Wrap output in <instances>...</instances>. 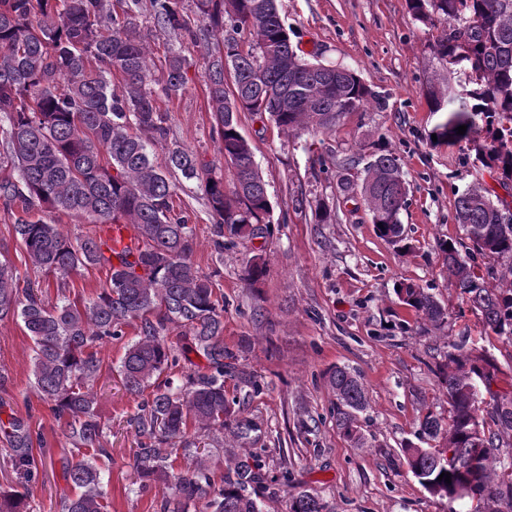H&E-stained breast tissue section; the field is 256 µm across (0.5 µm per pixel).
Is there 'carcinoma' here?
I'll list each match as a JSON object with an SVG mask.
<instances>
[{
    "label": "carcinoma",
    "mask_w": 512,
    "mask_h": 512,
    "mask_svg": "<svg viewBox=\"0 0 512 512\" xmlns=\"http://www.w3.org/2000/svg\"><path fill=\"white\" fill-rule=\"evenodd\" d=\"M412 18L425 25L445 21L430 45L433 59L452 67L466 42V61L476 82L465 97L452 80L431 84L425 93L431 112L444 116L434 128L437 140H467L475 160L512 182V0H407ZM465 4L468 29L456 27L459 4ZM138 0L118 13L112 0H0V121L7 122L0 170V202L18 206L23 216L14 231L32 264L59 279L57 300L49 302L42 287L0 265V319H21L34 344L33 388L52 404L63 422L61 433L82 458L67 468L78 493L64 501L63 512H107L100 488L99 455L104 427L95 412L92 383L101 370L97 343L124 335L132 324L131 342L120 365L124 388L140 394L150 381L179 363V354L164 340L167 325L178 323L193 337L208 371L184 375L182 384L156 387L134 418L144 438L134 454L140 483L162 481L176 498L167 512H186L185 505L209 496L213 512H264L263 501L247 489L265 483L260 465L238 460L216 485L204 460L192 469L174 471L171 458L193 444L189 422L207 433L227 432L250 439L251 421L234 415L224 391V377L234 376L236 355L224 348V305L209 276L196 267L193 229L174 214L175 187L153 159L150 144L167 141V113L156 103L155 71L148 62L147 37L135 22ZM199 25L193 26L182 0H149L154 27L195 43L211 30L222 36L206 57L208 108L221 137L224 175L201 165L180 147L168 152L167 167L194 179L206 197L214 221L215 248L224 238L254 239L271 235L272 204L249 142L239 131L238 115H266L291 135L331 130L341 118L371 105L386 108L385 98L346 66L310 61L293 47L276 0H196ZM233 73L226 87L224 65ZM190 62L171 51L161 64L162 95L170 99L185 90ZM121 90H112V77ZM465 125L463 135L456 128ZM135 126L150 134L144 140L129 132ZM340 194H359L373 224L387 242L404 241L400 213L407 202V182L399 158L385 145L365 156L362 169L349 165L337 182ZM46 207L52 212L82 215L94 224L123 222L138 238L136 252L112 250L96 231L75 239L57 225L28 214ZM472 250L439 243L448 284L460 291L484 325L512 342V204L493 200L475 183L455 201ZM491 258L484 266L475 255ZM108 269V285L85 306L67 296L68 279L90 267ZM266 263L253 256L242 270L253 285L266 275ZM395 294L428 325L448 323V309L428 288L401 282ZM448 396V415L431 411L420 421L426 448H405L410 473L431 495L457 500L463 512H512V391L487 392L476 398L475 383L501 380L498 358L461 335L448 343L439 365ZM336 391L338 426L354 443L363 444L358 414L367 406L362 384L348 368L329 372ZM481 420V432L473 420ZM0 438L9 449L7 463L31 477L48 464L34 456L41 442L29 423L0 419ZM443 472L451 483L438 480ZM288 512H329L328 505L307 490L287 492ZM0 512H33L29 493L0 497Z\"/></svg>",
    "instance_id": "carcinoma-1"
}]
</instances>
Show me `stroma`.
Returning <instances> with one entry per match:
<instances>
[{"instance_id": "obj_1", "label": "stroma", "mask_w": 512, "mask_h": 512, "mask_svg": "<svg viewBox=\"0 0 512 512\" xmlns=\"http://www.w3.org/2000/svg\"><path fill=\"white\" fill-rule=\"evenodd\" d=\"M290 40L305 55L354 69L388 98L385 111L367 108L343 118L334 130L295 137L250 113L239 115L242 135L268 185L273 204V233L240 240L216 251L209 208L197 181L172 171L175 209L187 215L194 230L193 260L210 275L224 300V344L236 356L239 374L255 376L260 392L225 380L228 398L240 416L258 426L252 441L227 436L211 442L203 456L214 479H221L229 459L255 454L267 480L258 492L266 512H285L286 497L277 483L289 472L295 485L309 489L332 512H448L447 500L430 495L409 472L402 450L415 442L426 412L447 413L448 399L438 377L449 340L464 333L501 362L512 359V343L483 328L478 316L462 305L447 286L437 244L464 241L455 218V198L475 182L512 195L495 171L476 163L466 142L433 143L439 114L430 112L425 91L445 69L432 60L429 42L444 22H416L407 0H277ZM141 26L154 24L141 13ZM192 60L184 93L160 99L168 114L167 142L154 145L158 163L170 148L193 152L202 162L223 167L221 142L207 106L206 43L153 35L149 59L158 64L173 49ZM382 142L399 157L407 174L408 204L400 214L403 246L376 232L361 197L344 198L337 190L340 164L360 160L365 148ZM321 155L328 170L313 167ZM325 201L336 209L332 224L315 223L311 211L294 212L293 199ZM14 210L0 204V261L20 276L46 285L56 296L55 275L36 268L17 240ZM267 264L265 277L249 286L241 269L252 256ZM414 281L431 288L448 306L445 327L425 330L414 311L400 305L395 287ZM121 338L100 344L103 368L93 386L95 411L106 424L108 454L99 460L101 489L108 512H163L169 492L163 485L139 491L134 472L138 438L129 420L143 394L128 393L118 369L128 343ZM33 342L20 318L0 319V419L18 417L40 432L51 465L31 480L6 465L0 442V491L28 489L34 512H60L75 491L66 477L76 461L48 404L32 388ZM344 366L361 382L367 408L359 415L363 447H355L336 424V394L326 373Z\"/></svg>"}]
</instances>
